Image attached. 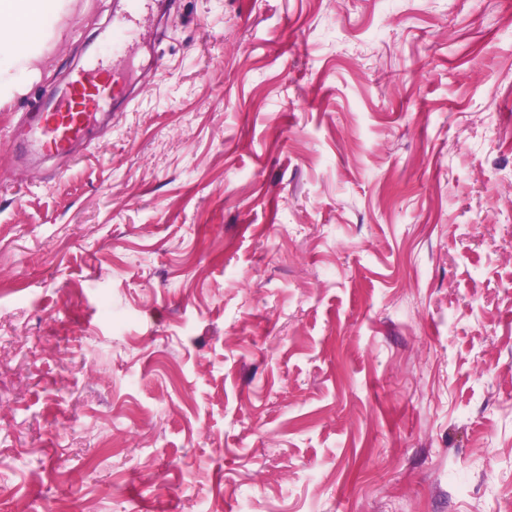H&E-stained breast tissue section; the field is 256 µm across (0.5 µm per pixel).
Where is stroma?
<instances>
[{"mask_svg": "<svg viewBox=\"0 0 512 512\" xmlns=\"http://www.w3.org/2000/svg\"><path fill=\"white\" fill-rule=\"evenodd\" d=\"M80 157L0 99V512L512 503V0H169Z\"/></svg>", "mask_w": 512, "mask_h": 512, "instance_id": "stroma-1", "label": "stroma"}]
</instances>
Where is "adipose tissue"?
Segmentation results:
<instances>
[{
    "label": "adipose tissue",
    "mask_w": 512,
    "mask_h": 512,
    "mask_svg": "<svg viewBox=\"0 0 512 512\" xmlns=\"http://www.w3.org/2000/svg\"><path fill=\"white\" fill-rule=\"evenodd\" d=\"M70 0H0V97L12 96L31 62L56 38Z\"/></svg>",
    "instance_id": "adipose-tissue-1"
}]
</instances>
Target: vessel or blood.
Returning a JSON list of instances; mask_svg holds the SVG:
<instances>
[{"label":"vessel or blood","instance_id":"1","mask_svg":"<svg viewBox=\"0 0 512 512\" xmlns=\"http://www.w3.org/2000/svg\"><path fill=\"white\" fill-rule=\"evenodd\" d=\"M146 20L137 7L113 19L112 25L138 37L146 33ZM123 92L116 62L104 58L86 61L71 74L66 93L53 98L50 111L30 114L24 128L27 150L50 156L74 153L93 139L97 113Z\"/></svg>","mask_w":512,"mask_h":512}]
</instances>
